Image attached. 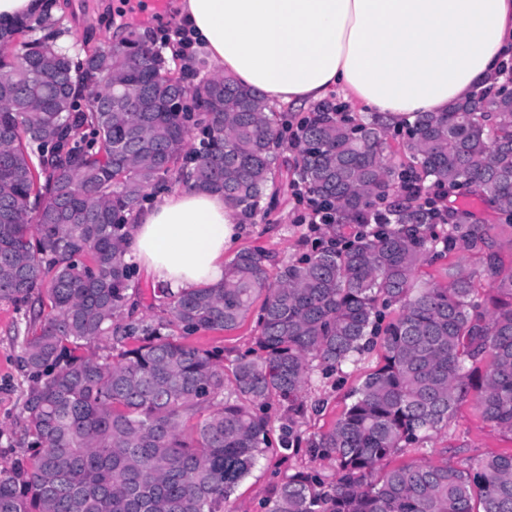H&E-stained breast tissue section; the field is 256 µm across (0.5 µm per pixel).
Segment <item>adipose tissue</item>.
<instances>
[{
    "instance_id": "ef3b65f1",
    "label": "adipose tissue",
    "mask_w": 512,
    "mask_h": 512,
    "mask_svg": "<svg viewBox=\"0 0 512 512\" xmlns=\"http://www.w3.org/2000/svg\"><path fill=\"white\" fill-rule=\"evenodd\" d=\"M213 71L302 105L335 93L400 123L494 92L512 58V0H181ZM246 218L219 193L159 189L127 255L172 291L220 283Z\"/></svg>"
}]
</instances>
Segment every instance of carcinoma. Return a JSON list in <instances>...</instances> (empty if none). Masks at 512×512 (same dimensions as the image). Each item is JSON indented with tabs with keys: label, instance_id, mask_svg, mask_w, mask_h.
Instances as JSON below:
<instances>
[{
	"label": "carcinoma",
	"instance_id": "1",
	"mask_svg": "<svg viewBox=\"0 0 512 512\" xmlns=\"http://www.w3.org/2000/svg\"><path fill=\"white\" fill-rule=\"evenodd\" d=\"M32 30L0 27V302L36 305L39 321L21 356L33 453L0 468V512H231L238 484L278 452L269 408L288 404L278 445L291 449L312 375L339 373L376 345L382 363L307 440L332 472L289 475L268 512H512V454L387 464L448 426L478 359L486 375L473 406L512 432V271L499 269L493 226L447 208L444 247L462 237L483 250L501 295L492 307L458 266L416 276L438 245L422 190L473 186L512 215V99L415 113L397 166L383 155L385 116L355 133L323 102L300 126L294 179L278 183L281 132L260 91L228 75L191 88L138 37L75 68L55 31ZM147 100L176 110L137 111ZM194 128L203 138L190 149ZM171 171L247 218L299 181L334 215L333 231L389 197L398 177L419 192L392 205L380 233L340 250L274 262L246 248L216 285H161L163 316L148 323L128 294L125 242L131 215ZM253 312L255 349L228 366L173 337L232 331ZM105 336L107 352L80 353Z\"/></svg>",
	"mask_w": 512,
	"mask_h": 512
}]
</instances>
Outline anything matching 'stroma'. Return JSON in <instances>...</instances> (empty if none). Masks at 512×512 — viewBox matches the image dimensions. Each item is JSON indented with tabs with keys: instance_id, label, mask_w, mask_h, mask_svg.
<instances>
[{
	"instance_id": "obj_1",
	"label": "stroma",
	"mask_w": 512,
	"mask_h": 512,
	"mask_svg": "<svg viewBox=\"0 0 512 512\" xmlns=\"http://www.w3.org/2000/svg\"><path fill=\"white\" fill-rule=\"evenodd\" d=\"M177 3L178 0H168L165 13L146 22L121 16L120 0H48L47 9L62 30L60 45L78 63L84 59L87 50L124 41L133 34L160 44L166 29L178 24ZM306 214L305 202L299 201L294 194H285L279 200L274 222L255 216L249 224L242 226L236 247L240 250L260 249L279 259L301 256L307 251L310 240L330 235L325 225L305 223ZM444 263H456L474 273L482 298H496V291L489 287L490 278L482 251L469 249L460 240L445 258L434 259L425 264L424 269L431 272ZM29 326L27 308L0 302V466L20 461L25 454L21 406L32 382L21 370L17 357ZM254 336V323L248 320L236 330L200 332L187 337L186 342L215 351L230 361L253 348ZM379 361V351L373 350L364 354L358 363L345 367L342 373L327 378L313 376L304 393L308 411L300 421L303 436L327 430L342 412L348 393ZM511 453L512 433L485 421L468 400L458 407L448 427L433 435L427 444L426 457L436 462L444 458L457 461ZM303 468L327 473L331 470V462L312 456L304 448L284 461L275 455L260 459L252 474L231 496L233 512H266L265 504L284 476Z\"/></svg>"
}]
</instances>
